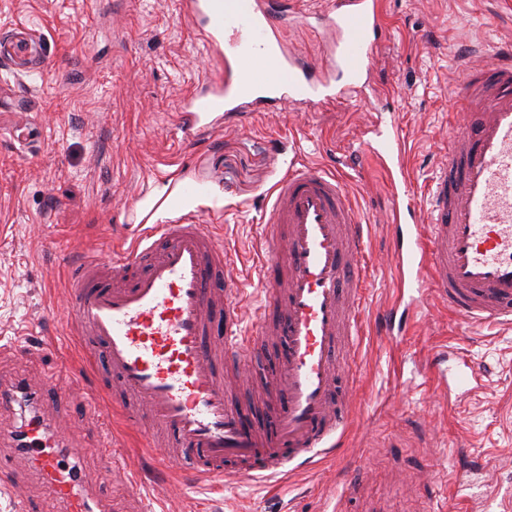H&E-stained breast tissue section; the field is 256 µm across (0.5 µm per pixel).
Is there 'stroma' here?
I'll use <instances>...</instances> for the list:
<instances>
[{
	"label": "stroma",
	"instance_id": "35a3bbf8",
	"mask_svg": "<svg viewBox=\"0 0 512 512\" xmlns=\"http://www.w3.org/2000/svg\"><path fill=\"white\" fill-rule=\"evenodd\" d=\"M387 40L374 57L375 91L303 110L282 104L188 141L182 100L221 66L187 18L183 0H0V378L53 379L46 416L79 461L90 497L115 512H512V324L460 320L435 296L409 314L397 340L384 316L402 296L391 259L388 183L350 150L379 121L405 136L408 190L424 202L443 147L465 111V62L512 43V0H382ZM343 169L370 226L362 259L363 335L352 370L345 446L304 469L244 478L226 468L153 498L164 444L143 447L109 402L86 409L78 336L65 312L67 267L90 253L111 259L139 229L127 223L156 186H196L180 208L148 213L162 224L182 210L215 224L229 272L253 322L260 305L264 207L289 164ZM448 350L485 378L472 392L439 385L429 362ZM135 463L129 483L103 462L104 432Z\"/></svg>",
	"mask_w": 512,
	"mask_h": 512
}]
</instances>
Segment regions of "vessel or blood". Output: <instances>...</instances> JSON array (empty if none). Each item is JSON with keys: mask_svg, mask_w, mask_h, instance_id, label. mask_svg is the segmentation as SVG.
<instances>
[{"mask_svg": "<svg viewBox=\"0 0 512 512\" xmlns=\"http://www.w3.org/2000/svg\"><path fill=\"white\" fill-rule=\"evenodd\" d=\"M201 40L224 66L180 107L185 134L230 113L287 102L313 107L370 86L383 37L379 0H331L320 11L286 0H185ZM320 32L329 48L319 63L287 49L283 31ZM267 60L263 81L245 62ZM473 103L464 133L451 137L417 222L407 190L405 149L397 126L378 127L363 152L388 174L398 233L393 258L404 287L430 284L468 323L512 321V46L497 45L467 65L461 91ZM264 226L259 315L246 325L237 277L224 269L217 227L176 215L130 241L102 263L73 260L67 317L87 363L104 358L111 380L95 390L138 424L149 415L172 433L195 464L187 481L219 478L225 465L252 477L293 463L304 468L337 448L347 425L341 352L359 335L361 258L369 227L350 203L342 177L315 163L289 167L272 190ZM280 355L269 426H255L232 392L229 373L257 367L267 337ZM24 387L0 382V446L19 448L63 512H92L70 474L81 447L20 428L15 406Z\"/></svg>", "mask_w": 512, "mask_h": 512, "instance_id": "b4317fda", "label": "vessel or blood"}]
</instances>
